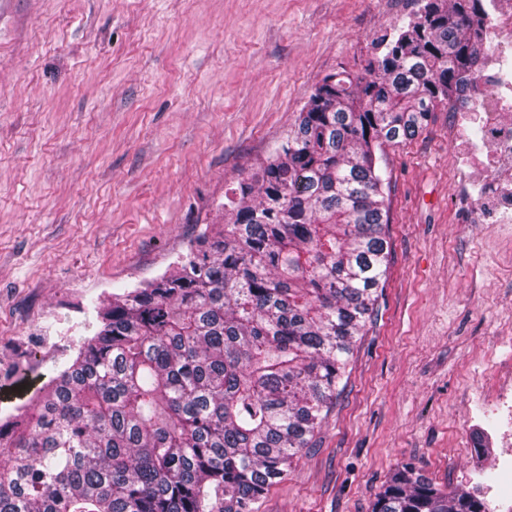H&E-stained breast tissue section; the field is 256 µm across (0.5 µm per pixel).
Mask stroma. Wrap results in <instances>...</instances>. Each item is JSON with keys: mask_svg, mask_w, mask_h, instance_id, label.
I'll list each match as a JSON object with an SVG mask.
<instances>
[{"mask_svg": "<svg viewBox=\"0 0 512 512\" xmlns=\"http://www.w3.org/2000/svg\"><path fill=\"white\" fill-rule=\"evenodd\" d=\"M419 0H0V420L112 294L172 269L330 73L366 75ZM466 112L385 147L386 280L343 388L255 512H371L413 465L468 488L512 363V215L484 223Z\"/></svg>", "mask_w": 512, "mask_h": 512, "instance_id": "1", "label": "stroma"}]
</instances>
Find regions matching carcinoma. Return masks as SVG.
Wrapping results in <instances>:
<instances>
[{
	"mask_svg": "<svg viewBox=\"0 0 512 512\" xmlns=\"http://www.w3.org/2000/svg\"><path fill=\"white\" fill-rule=\"evenodd\" d=\"M367 75H327L224 228L113 295L74 361L0 423V512H254L340 392L386 275L377 152L473 90L482 0H421ZM372 512H488L409 467Z\"/></svg>",
	"mask_w": 512,
	"mask_h": 512,
	"instance_id": "carcinoma-1",
	"label": "carcinoma"
}]
</instances>
